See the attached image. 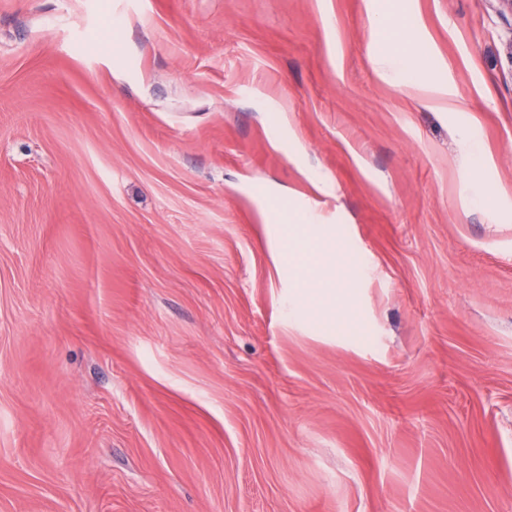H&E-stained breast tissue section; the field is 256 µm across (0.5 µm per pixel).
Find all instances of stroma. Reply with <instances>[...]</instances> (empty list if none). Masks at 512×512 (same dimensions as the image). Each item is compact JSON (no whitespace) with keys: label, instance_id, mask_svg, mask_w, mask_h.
<instances>
[{"label":"stroma","instance_id":"1","mask_svg":"<svg viewBox=\"0 0 512 512\" xmlns=\"http://www.w3.org/2000/svg\"><path fill=\"white\" fill-rule=\"evenodd\" d=\"M278 205L359 331L294 309ZM0 512H512V14L0 0ZM397 34L394 41L391 34ZM416 24L396 15H375L374 38L380 44L373 60L379 69L405 86L429 92L435 84L429 62L416 38ZM461 143L465 156L470 162V179L479 181L485 168L486 157L481 143L462 134ZM316 215L304 214L300 224L306 236L318 243L314 264L302 267L305 288L295 303L314 326L343 331L358 320L354 299V264L335 235L316 224Z\"/></svg>","mask_w":512,"mask_h":512}]
</instances>
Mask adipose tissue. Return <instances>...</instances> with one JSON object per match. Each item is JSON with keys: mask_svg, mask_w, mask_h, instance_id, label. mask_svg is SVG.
<instances>
[{"mask_svg": "<svg viewBox=\"0 0 512 512\" xmlns=\"http://www.w3.org/2000/svg\"><path fill=\"white\" fill-rule=\"evenodd\" d=\"M374 38L379 48L374 62L400 84L429 91L435 83L424 50L416 38V25L396 15L376 17ZM303 232L318 244L313 265L301 268L304 289L295 303L314 326L343 331L357 320L354 265L345 247L316 215H304Z\"/></svg>", "mask_w": 512, "mask_h": 512, "instance_id": "adipose-tissue-1", "label": "adipose tissue"}]
</instances>
